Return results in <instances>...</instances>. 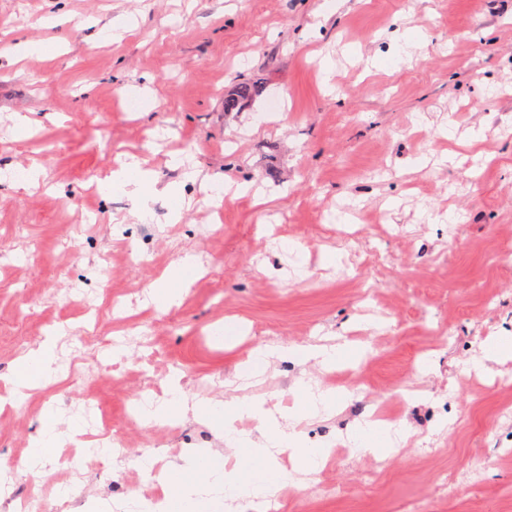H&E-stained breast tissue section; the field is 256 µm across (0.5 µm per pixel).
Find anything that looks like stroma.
Here are the masks:
<instances>
[{"label":"stroma","mask_w":512,"mask_h":512,"mask_svg":"<svg viewBox=\"0 0 512 512\" xmlns=\"http://www.w3.org/2000/svg\"><path fill=\"white\" fill-rule=\"evenodd\" d=\"M323 3L0 0V169L47 175L38 188L0 185V378L53 329L59 364L83 368L0 410V464L14 474L0 512L32 481L50 512H88L143 490L142 458H232L223 431L190 413L174 429L127 426L131 403L162 401L175 372L189 397L228 400L254 347L343 341L377 350L355 368L415 442L384 462L339 452L319 475L332 495L285 484V512H512V421L499 413L512 360L473 368L490 338L512 335V0ZM120 15L136 26L109 41ZM28 43L42 55L9 57ZM248 80L260 91L225 111ZM129 87L150 88L158 109L128 111ZM19 114L31 132H15ZM472 129L481 139L459 147ZM116 148L179 186L191 202L179 223L167 197L143 224L127 195L96 191ZM176 150L201 177H247L276 198L209 206L167 166ZM188 252L201 273L181 304L143 307ZM218 326L220 341L208 335ZM429 353L405 396L408 361ZM323 376L277 360L246 393L285 411L297 379ZM350 400L303 423L304 444L351 429ZM101 414L125 441L122 469L64 447L34 478L27 453L46 416L93 428Z\"/></svg>","instance_id":"35a3bbf8"}]
</instances>
